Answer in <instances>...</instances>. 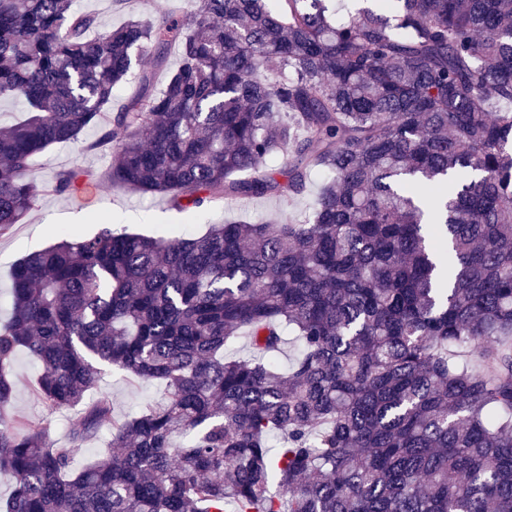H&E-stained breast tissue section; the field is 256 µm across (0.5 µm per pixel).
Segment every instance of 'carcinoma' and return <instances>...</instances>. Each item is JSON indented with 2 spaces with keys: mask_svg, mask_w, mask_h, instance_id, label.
<instances>
[{
  "mask_svg": "<svg viewBox=\"0 0 512 512\" xmlns=\"http://www.w3.org/2000/svg\"><path fill=\"white\" fill-rule=\"evenodd\" d=\"M378 2L194 0L103 30L73 0H0V99L29 106L0 127V235L85 179L190 212L328 175L299 220L104 223L18 261L0 512H512V0ZM90 125L102 176L31 178ZM21 348L47 410L80 407L64 445L11 412ZM106 367L164 397L113 417L87 399ZM109 420L116 451L74 469Z\"/></svg>",
  "mask_w": 512,
  "mask_h": 512,
  "instance_id": "carcinoma-1",
  "label": "carcinoma"
}]
</instances>
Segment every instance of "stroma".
Instances as JSON below:
<instances>
[{
  "mask_svg": "<svg viewBox=\"0 0 512 512\" xmlns=\"http://www.w3.org/2000/svg\"><path fill=\"white\" fill-rule=\"evenodd\" d=\"M76 8L98 14L104 27L118 26L132 17L158 19L164 16L184 17L193 9L192 0H127L125 7L111 5L110 0H76ZM98 136L96 129L84 130L79 142L50 148L34 159L33 174L46 182L59 171L82 168L96 173L105 170L110 158L90 149ZM323 172H313L307 192L296 198H262L220 204L195 213L172 207L164 196L143 197L100 182H81L69 196L45 194L38 198L23 223L15 225L11 234L0 237V320L8 316L13 264L23 256L48 247L59 239V231L69 228L82 236L95 234L99 219H106L114 228L150 234L157 227L173 225L184 232L199 235L209 225L227 221H250L258 218L277 220L304 216L316 192L325 181ZM38 368L26 351H18L13 365L17 382L13 409L17 414L40 423L50 439L65 443L70 429L69 412L47 411L35 393ZM97 393L111 396L116 416L133 415L145 403L160 398L163 389L154 382H143L121 370L107 371L100 379Z\"/></svg>",
  "mask_w": 512,
  "mask_h": 512,
  "instance_id": "1",
  "label": "stroma"
}]
</instances>
